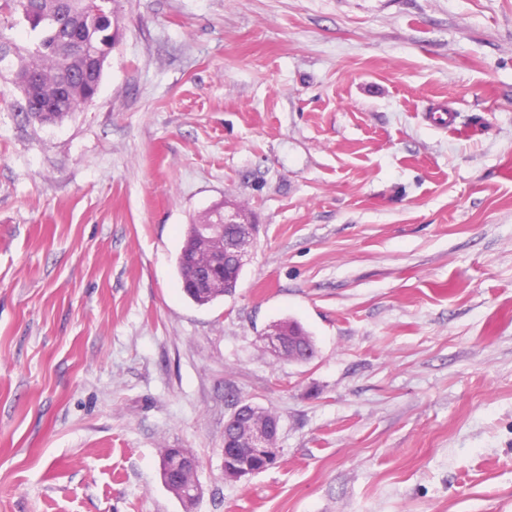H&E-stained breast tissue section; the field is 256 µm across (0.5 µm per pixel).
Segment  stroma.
I'll list each match as a JSON object with an SVG mask.
<instances>
[{
  "instance_id": "1",
  "label": "stroma",
  "mask_w": 512,
  "mask_h": 512,
  "mask_svg": "<svg viewBox=\"0 0 512 512\" xmlns=\"http://www.w3.org/2000/svg\"><path fill=\"white\" fill-rule=\"evenodd\" d=\"M93 104L0 76V512H512V0H118ZM258 224L199 306L188 224ZM297 321L307 363L262 335ZM277 464L224 477L230 396ZM100 81V74L91 75L80 91L70 93L61 99H57L54 102V112L40 115V121L53 123L62 120L70 112H74L78 108L85 107L87 105V95L93 92L97 93ZM216 220L211 221L210 224H201L199 230L202 233L209 235L210 238H216L224 234V241L233 238L238 233V227L235 225L224 224H240L244 213L240 208L233 204L224 203L218 205L216 209ZM231 260L225 258L224 261V282H215L212 288L206 292L187 285L186 288H182L185 295L196 305L204 306L227 294H234L242 269L237 268V265H234ZM275 326L283 328L286 332L289 331L290 334L294 336L297 341L299 356H293L292 353H290V358L288 359V355L286 357L288 361L306 363L309 362L312 359V357H314V355L316 354L315 344L311 337L308 335V333L305 332L300 325L291 321H284L279 324H276ZM306 350H309V354L307 357H303L304 351ZM177 450V448L163 449L160 459V468H163V484L170 492H172L181 501V503L185 507V511H187L186 504L183 498V491L185 488L188 487L201 486L195 477L197 468L199 466V462L198 466L195 468L188 467L187 469L181 470L176 475H168L167 471L165 470L166 460L169 457H171V455Z\"/></svg>"
}]
</instances>
